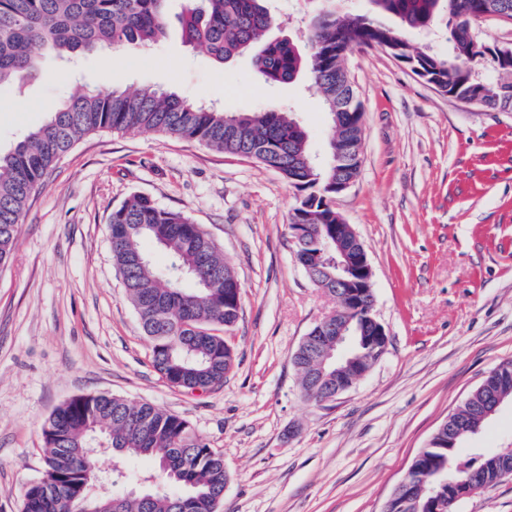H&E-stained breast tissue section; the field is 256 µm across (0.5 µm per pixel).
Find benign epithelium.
Here are the masks:
<instances>
[{"mask_svg":"<svg viewBox=\"0 0 512 512\" xmlns=\"http://www.w3.org/2000/svg\"><path fill=\"white\" fill-rule=\"evenodd\" d=\"M327 254L333 258L330 265L336 273H327V281L336 286V310L325 315L302 339L293 364L298 367L304 359H312L322 349L327 350V358H336V376H331L321 368L311 377L313 397L319 402L335 398L352 387L369 368H364L356 377L346 380L341 372V361L350 350V344L357 337L369 354V364L376 363L387 351L388 338L383 325L374 312V296L371 289L373 271L364 244L356 232L346 239H336L324 245ZM322 252L300 250L297 262L307 271H324L321 267ZM417 463H412L408 471L393 491L389 502L397 499L405 501L426 499L431 512H453V506L462 498L470 497L484 486L470 480L464 483L465 489L446 497L437 492L435 484L419 483L414 478Z\"/></svg>","mask_w":512,"mask_h":512,"instance_id":"obj_1","label":"benign epithelium"}]
</instances>
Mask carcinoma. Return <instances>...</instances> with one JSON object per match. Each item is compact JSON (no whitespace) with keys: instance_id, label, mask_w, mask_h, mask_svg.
I'll return each mask as SVG.
<instances>
[{"instance_id":"1","label":"carcinoma","mask_w":512,"mask_h":512,"mask_svg":"<svg viewBox=\"0 0 512 512\" xmlns=\"http://www.w3.org/2000/svg\"><path fill=\"white\" fill-rule=\"evenodd\" d=\"M169 0H0V87L22 86L41 74L39 56L75 59L125 45L150 46L168 34ZM313 16L308 50L287 38L269 40L280 25L269 0H187L181 15L184 41L224 64L251 55L254 71L267 84H286L301 74L323 100L330 117L327 143L362 142V108L354 89L344 86L345 59L355 48L379 47L440 91L480 108L512 110V56L492 60L467 39L472 24L493 12L512 19V0H369L364 14L336 8V0ZM451 50L432 51L412 32L440 23ZM495 77L472 91L478 67ZM137 129L194 140L276 170L297 192L290 223L307 224L306 243L336 234V169L348 176L358 168L334 157L321 169L312 164L308 134L296 115L281 105L229 113L151 87L83 92L55 106L50 117L7 153H0V268L12 258L26 208L59 159L89 134ZM109 237L113 264L127 297L152 343V365L179 388H213L224 383L225 332L233 330L241 307L235 303L237 277L200 225L165 210L145 195L130 196L112 211ZM150 240L168 263L155 267L143 248ZM512 399L499 381L486 377L459 410L448 416L435 446L415 473L441 467L454 479L452 462L462 440L450 433L459 421L478 415L498 393ZM47 480L28 485L22 512H101L104 501L90 494V470L97 459L87 450L100 439L116 458L148 457L167 462L170 488L143 493L111 492L116 512H210L224 496V457L210 448L188 422L150 403L132 405L114 395L77 396L44 423ZM495 453L469 474L497 483Z\"/></svg>"}]
</instances>
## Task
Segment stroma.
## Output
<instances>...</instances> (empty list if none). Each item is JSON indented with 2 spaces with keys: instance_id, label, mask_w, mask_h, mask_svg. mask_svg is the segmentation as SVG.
I'll return each instance as SVG.
<instances>
[{
  "instance_id": "stroma-1",
  "label": "stroma",
  "mask_w": 512,
  "mask_h": 512,
  "mask_svg": "<svg viewBox=\"0 0 512 512\" xmlns=\"http://www.w3.org/2000/svg\"><path fill=\"white\" fill-rule=\"evenodd\" d=\"M283 32L307 43L316 0H272ZM169 34L0 90V151L81 90L153 87L227 112L280 103L314 154L328 130L306 79L258 81ZM345 66L363 116L361 166L336 209L363 241L388 347L350 390L307 401L292 355L336 302L297 265L295 191L257 161L148 132L85 136L30 201L0 270V512H19L43 472L42 425L69 399L100 393L185 419L224 457L218 512H383L414 457L485 376L512 361V112L465 105L380 48ZM189 215L242 284L235 363L203 393L165 384L113 261L108 221L130 195ZM512 447V402L461 445L459 460ZM456 512H512V478Z\"/></svg>"
}]
</instances>
